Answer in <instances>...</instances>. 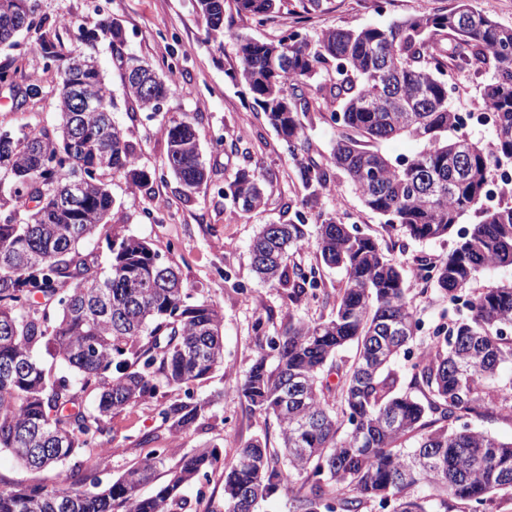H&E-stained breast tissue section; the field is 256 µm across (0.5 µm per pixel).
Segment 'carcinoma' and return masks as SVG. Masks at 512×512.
<instances>
[{
    "instance_id": "1",
    "label": "carcinoma",
    "mask_w": 512,
    "mask_h": 512,
    "mask_svg": "<svg viewBox=\"0 0 512 512\" xmlns=\"http://www.w3.org/2000/svg\"><path fill=\"white\" fill-rule=\"evenodd\" d=\"M215 39L228 36L224 13L234 8L259 23L276 21L283 0H196ZM12 0H0V44ZM454 41L462 69L489 70L483 108L494 116L496 141L480 146L462 132L461 113L448 104L442 36ZM124 44L112 22L86 40ZM45 68H56L59 121L19 132L0 129V452L34 470L56 469L54 485H0V512H180L185 489L222 469L223 497L206 512H257L280 490L292 492L289 512H471L496 495L512 496V441L462 423L496 406L512 411V281L471 296L467 314L439 327L423 344L410 381L393 367L410 352L421 322L406 298L404 271L377 239L335 215L307 224H264L252 262L293 303L318 298L319 268L345 272L331 316L288 321L276 336L254 324L258 356L236 391L272 416L279 446L254 439L228 464L216 449L194 448L176 460L154 448L136 467L102 484L83 469L79 453H102L108 421L120 410L157 396L161 386L185 397L161 404L169 434L178 437L205 418L210 401L189 386L224 363V317L214 302L194 301L177 267L138 237L107 236L108 265L87 245L106 226L115 200L107 176L148 184L132 145L111 112H72L67 82L114 107L101 68L75 74L57 34L39 35ZM244 86L295 156L307 150L301 117L324 96L336 143L325 163L302 168L310 195L343 173L364 206L414 240L457 235L435 259L428 288L450 301L482 272L512 267V203L487 204L492 172L512 164V27L461 0L449 13L408 18L388 27L332 28L310 42L292 32L275 42L239 40ZM125 97L141 111L150 99L131 82ZM198 118L167 127V169L189 197L208 180ZM407 136L422 150L391 159L373 144ZM467 159L456 164L460 142ZM224 196L246 211L265 204L257 170L240 171ZM479 221L466 227L469 214ZM312 249L317 266L292 257ZM356 345L354 362L338 355ZM277 359L267 367L265 349ZM62 364L69 375H57ZM336 374L338 382L329 377ZM92 408L83 406L88 389ZM415 439L411 448L404 446ZM164 480L152 493L143 485ZM300 487H295L296 482Z\"/></svg>"
}]
</instances>
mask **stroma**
<instances>
[{
  "mask_svg": "<svg viewBox=\"0 0 512 512\" xmlns=\"http://www.w3.org/2000/svg\"><path fill=\"white\" fill-rule=\"evenodd\" d=\"M460 0H319L314 10H305L301 0H284L279 22L257 26L251 18L225 12L224 25L235 39L217 44L208 39L205 22L196 10V0H36L35 16L44 26L56 28L63 50L79 48L78 31L94 32L107 21L118 22L126 42L113 54L98 42L97 55L115 101L114 119L134 148L139 168L151 181L141 187L122 175L108 177L115 200L112 226L127 235L145 239L159 254L175 264L194 299L217 303L224 316V364L209 378L195 382L190 390L212 405L199 425L170 438L159 416L160 403L146 400L113 415L110 436L114 452L101 456L85 450L79 455L84 467L97 470L102 480L122 475L139 464L151 448H166L181 455L195 448H217L224 461H232L240 448L255 437L277 446L279 430L273 417L251 410L236 387L250 370L257 355L253 325L264 319L269 335H276L289 319L313 322L329 317L336 291L345 274L337 269L322 272V298L291 302L288 291L260 281L252 267L250 243L264 224L294 221L304 210L309 223L333 214L344 223L378 239L389 258L407 271V298L423 322L422 336L446 322L452 314L447 298L435 291H422L410 271L420 258H437L454 246L453 239L415 241L392 231L383 217L367 209L346 176L306 202L301 165L324 162L336 141L328 121L329 110L316 102L304 118L309 151L292 157L285 142L265 120L242 85L230 75L240 65L237 38L277 40L281 32L296 30L317 40L329 28L385 27L433 11L450 12ZM37 31L22 32L14 46H0V63L11 62L14 87L0 84V128L12 131L27 126L56 123L59 114L53 89L55 71L45 69ZM133 54L159 71L178 73L176 93L158 114L132 111L123 94L124 55ZM43 88L39 98L20 102L16 90L30 83ZM201 113L197 127L203 159L210 179L193 197H185L178 180L168 171L166 126L170 119ZM242 169L257 170L264 182L265 204L244 212L224 197L226 184ZM166 208L154 212L156 200Z\"/></svg>",
  "mask_w": 512,
  "mask_h": 512,
  "instance_id": "obj_1",
  "label": "stroma"
}]
</instances>
